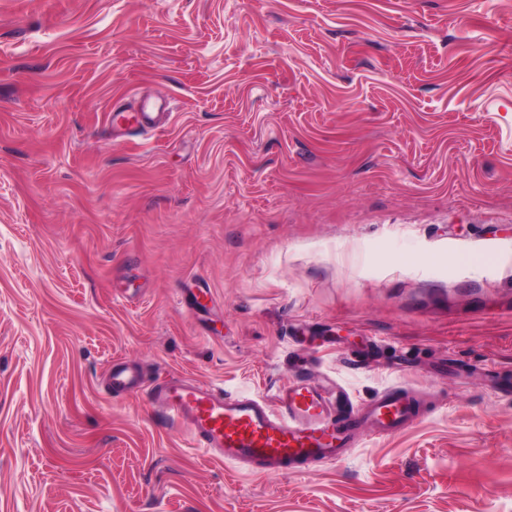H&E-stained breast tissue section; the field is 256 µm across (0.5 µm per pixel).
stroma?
<instances>
[{"instance_id":"stroma-1","label":"stroma","mask_w":512,"mask_h":512,"mask_svg":"<svg viewBox=\"0 0 512 512\" xmlns=\"http://www.w3.org/2000/svg\"><path fill=\"white\" fill-rule=\"evenodd\" d=\"M116 359L416 416L246 473ZM506 381L512 0H0V512H512ZM144 380L123 361L112 362L108 375V389L113 396L136 391L143 387Z\"/></svg>"}]
</instances>
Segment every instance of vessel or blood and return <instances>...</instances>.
<instances>
[{
  "mask_svg": "<svg viewBox=\"0 0 512 512\" xmlns=\"http://www.w3.org/2000/svg\"><path fill=\"white\" fill-rule=\"evenodd\" d=\"M147 388L150 403L188 431L194 447L247 472L279 475L313 462H337L362 424L389 434L416 415L407 391L390 389L367 408L355 409L333 383L283 385L273 400L232 396L223 389L172 375L153 383L122 361L113 362L108 389L119 396Z\"/></svg>",
  "mask_w": 512,
  "mask_h": 512,
  "instance_id": "obj_1",
  "label": "vessel or blood"
}]
</instances>
